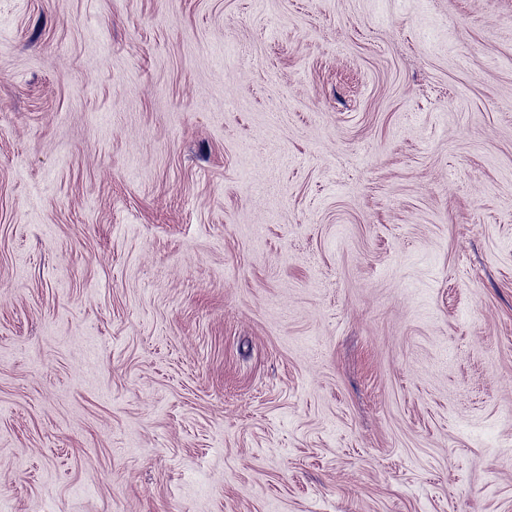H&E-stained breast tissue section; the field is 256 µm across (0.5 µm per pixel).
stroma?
<instances>
[{
    "label": "stroma",
    "instance_id": "1",
    "mask_svg": "<svg viewBox=\"0 0 512 512\" xmlns=\"http://www.w3.org/2000/svg\"><path fill=\"white\" fill-rule=\"evenodd\" d=\"M10 512H512V0H0Z\"/></svg>",
    "mask_w": 512,
    "mask_h": 512
}]
</instances>
